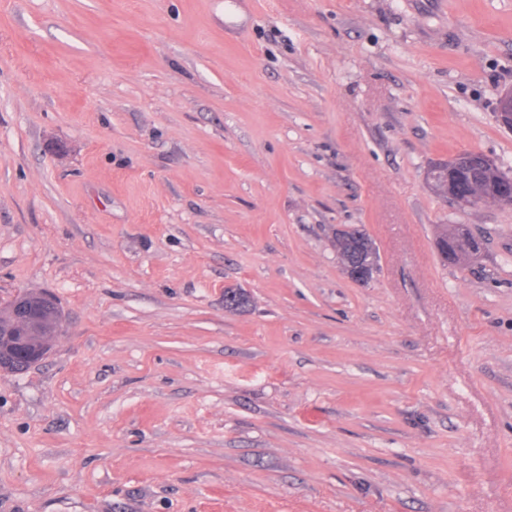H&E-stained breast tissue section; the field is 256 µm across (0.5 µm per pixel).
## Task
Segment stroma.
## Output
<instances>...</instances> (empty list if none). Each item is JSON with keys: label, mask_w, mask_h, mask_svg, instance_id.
I'll return each mask as SVG.
<instances>
[{"label": "stroma", "mask_w": 512, "mask_h": 512, "mask_svg": "<svg viewBox=\"0 0 512 512\" xmlns=\"http://www.w3.org/2000/svg\"><path fill=\"white\" fill-rule=\"evenodd\" d=\"M510 88L512 0H0V512H512V206L427 180ZM442 231L436 236L435 247L443 261H456L454 247L448 245V240L456 244L458 248V259L456 264L467 262L471 257L480 252V248L475 245L473 236L462 224L443 225ZM449 226V229H448ZM448 248V257H444V248ZM448 262V261H446ZM356 231L359 238L354 241V247L348 244L347 236H341L339 232L336 233V254L341 266L352 279L364 281L371 275L372 267L362 261L352 262L361 258L375 266L376 252L371 238L362 227L350 228L349 234L353 235ZM347 264L349 265L346 269ZM7 308L11 311L17 323L22 326L35 319L30 316V306L28 296L26 295L15 296ZM7 308L2 313L0 309V328L5 331L17 328L16 321L12 318ZM41 324L37 332L59 330L57 319L62 317L58 307H40L38 310ZM30 327L23 331L25 336H0V369L11 364L32 366L42 361L52 350L58 336H36ZM36 333V335H35ZM39 335V334H38Z\"/></svg>", "instance_id": "obj_1"}]
</instances>
